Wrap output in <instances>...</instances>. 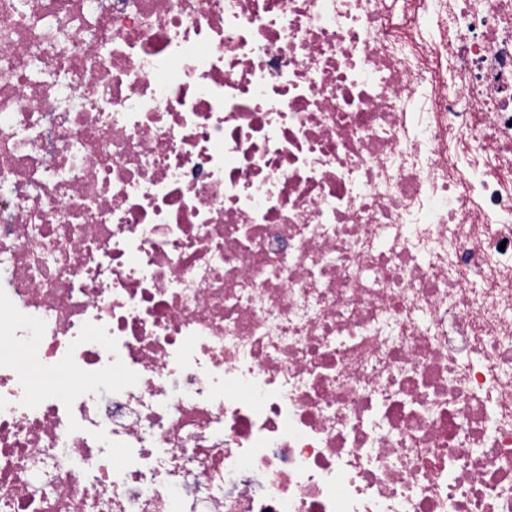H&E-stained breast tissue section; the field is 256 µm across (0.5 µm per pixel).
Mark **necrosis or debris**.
Masks as SVG:
<instances>
[{"mask_svg": "<svg viewBox=\"0 0 512 512\" xmlns=\"http://www.w3.org/2000/svg\"><path fill=\"white\" fill-rule=\"evenodd\" d=\"M0 512H512V0H0Z\"/></svg>", "mask_w": 512, "mask_h": 512, "instance_id": "obj_1", "label": "necrosis or debris"}]
</instances>
